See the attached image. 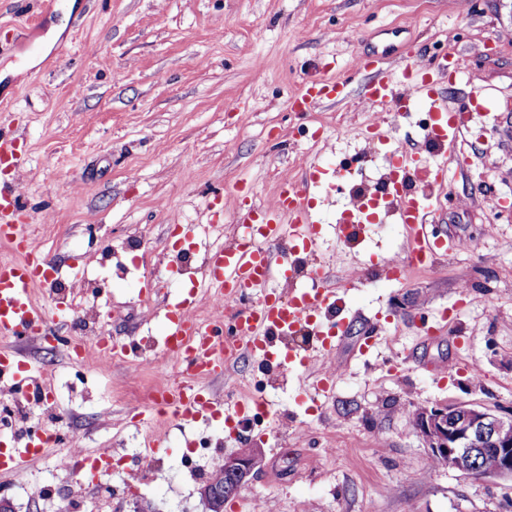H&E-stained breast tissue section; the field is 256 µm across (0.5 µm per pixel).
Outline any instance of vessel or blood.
<instances>
[{"instance_id":"1","label":"vessel or blood","mask_w":512,"mask_h":512,"mask_svg":"<svg viewBox=\"0 0 512 512\" xmlns=\"http://www.w3.org/2000/svg\"><path fill=\"white\" fill-rule=\"evenodd\" d=\"M402 76L399 82L379 76L368 88L370 100L389 105L397 117L405 116L411 104L424 101L428 111L439 117L433 134L435 145L442 147L454 142L460 127L453 110L439 96L434 81L420 76L415 64L410 62L405 64ZM345 89V81L339 79L314 81L305 85L293 105L308 110L322 101L343 97ZM22 152L19 137L0 129V161L19 163ZM390 169L393 178L378 206L354 209L347 223L337 225L336 235L349 238L356 233L358 225L375 223L380 214L396 210L399 222L412 231L403 256L385 263L386 278L397 280L409 266L432 263L439 254L452 250L454 243L431 231L428 222V201L433 190L444 187L446 165L408 168L394 162ZM319 179V169L311 168L304 182L285 184L273 206L240 213L237 222L241 232L236 242L212 249L206 255L208 283L214 292L236 294L249 287L262 289V296L240 318L236 333L238 349L248 357L282 368L307 363L306 358L286 345L288 335L304 325L320 324L322 317L331 316L340 305L332 287L292 288L284 296L268 291L273 278L289 274L288 261L279 250L281 242L292 241L297 249L303 250L320 233L310 197V188ZM0 240L8 242L20 255L19 261L0 265V334L13 335L21 329L40 333L47 317L34 304L32 295L36 287L54 277L56 268L50 260L31 251L27 213L11 184L0 187ZM191 307V301L185 299L168 312L164 344L174 351L184 337H194L197 342L194 368L198 380L204 382L224 373V338L218 335L216 325L193 321ZM223 409V399L190 386L178 388L162 404L164 415L192 422L222 414ZM48 451L40 439L29 440L25 448L12 452L0 448V470L22 474L27 461Z\"/></svg>"}]
</instances>
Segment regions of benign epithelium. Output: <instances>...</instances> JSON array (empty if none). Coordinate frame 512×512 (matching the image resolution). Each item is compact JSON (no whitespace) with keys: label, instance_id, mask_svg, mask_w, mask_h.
I'll list each match as a JSON object with an SVG mask.
<instances>
[{"label":"benign epithelium","instance_id":"7a95c632","mask_svg":"<svg viewBox=\"0 0 512 512\" xmlns=\"http://www.w3.org/2000/svg\"><path fill=\"white\" fill-rule=\"evenodd\" d=\"M414 424L429 457L467 476L512 481V413L440 403L420 409ZM486 455L493 460L488 468L478 464ZM261 461L259 448H241L225 456L226 487L210 482L200 489L209 512H224V490H239L258 471Z\"/></svg>","mask_w":512,"mask_h":512}]
</instances>
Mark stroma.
I'll return each instance as SVG.
<instances>
[{"mask_svg": "<svg viewBox=\"0 0 512 512\" xmlns=\"http://www.w3.org/2000/svg\"><path fill=\"white\" fill-rule=\"evenodd\" d=\"M375 53L377 70L356 69ZM408 58L424 70L465 59L464 74L440 80L447 104L470 116L453 147L427 140L425 107L397 119L368 100L375 74L401 77ZM328 77L347 80L348 95L294 112L305 84ZM372 121L397 123L394 144L352 137ZM0 127L24 141L0 184L19 185L31 246L59 272L35 303L54 320L94 311L105 335L140 344L133 357L84 361L57 342L0 336V350L56 376L52 410L31 399L0 427L18 448L37 426L61 435L29 462L26 483L0 474L16 512H63L73 498L109 512V490L158 436L167 450L143 489L155 512H204L197 490L210 463L245 442L263 465L224 512L242 499L264 512H512V482L431 467L413 423L441 402L512 411V0H0ZM394 151L447 161L433 220L456 247L389 281L384 261L407 247L408 228L390 218L338 239L353 186L333 170L361 157L371 188ZM313 166L326 171L313 189L322 230L297 282L316 271L340 291L346 324L333 355L306 342L307 366L274 372L241 355L205 382L220 396L245 383L267 402L248 437L227 438L220 418L138 421L132 393L155 378L170 306L190 296L196 317L212 313L203 274L173 263L176 225L201 227L182 250L201 257L236 239L238 212L271 206L281 182ZM373 331L380 345L359 354ZM329 371L328 394H316ZM102 448L109 475L64 465Z\"/></svg>", "mask_w": 512, "mask_h": 512, "instance_id": "stroma-1", "label": "stroma"}]
</instances>
